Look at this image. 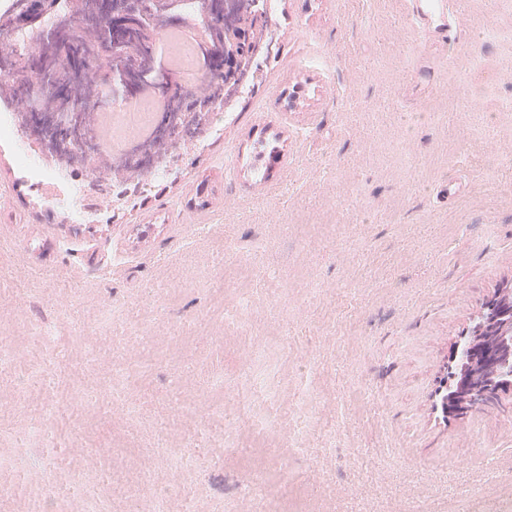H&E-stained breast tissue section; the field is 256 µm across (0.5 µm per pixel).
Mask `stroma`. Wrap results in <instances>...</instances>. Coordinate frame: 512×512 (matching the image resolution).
Listing matches in <instances>:
<instances>
[{
    "instance_id": "35a3bbf8",
    "label": "stroma",
    "mask_w": 512,
    "mask_h": 512,
    "mask_svg": "<svg viewBox=\"0 0 512 512\" xmlns=\"http://www.w3.org/2000/svg\"><path fill=\"white\" fill-rule=\"evenodd\" d=\"M278 2L265 15L275 51L253 81L139 184L72 179L0 109V342L63 359L35 387L0 376V401L25 396L0 416V448L25 447L0 473L17 495L43 489L68 512L83 470L134 503L162 438L192 440L201 458L173 512L202 499L239 512L258 494L267 512L297 494L321 512H500L512 496V391L463 415L434 405L454 343L512 288V111L499 107L512 99V8L463 0L461 32L439 49L411 0ZM492 29L501 39L483 38ZM233 266L258 270L244 328L224 320ZM118 334L127 356L155 355L128 392L134 426L112 404ZM256 346L266 395L288 400V455L260 453L243 421L220 442L204 413L214 375L225 403L248 389ZM64 390L67 428L26 435Z\"/></svg>"
}]
</instances>
